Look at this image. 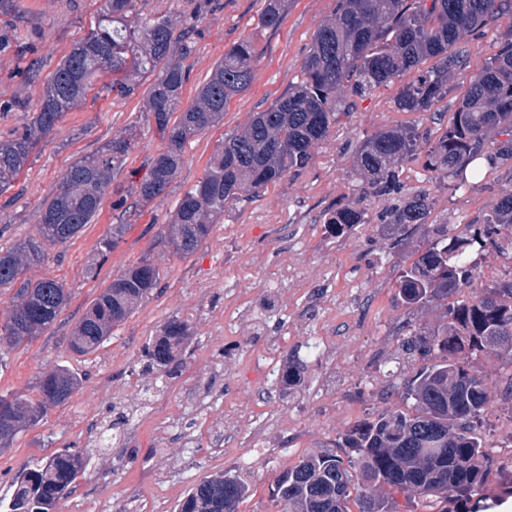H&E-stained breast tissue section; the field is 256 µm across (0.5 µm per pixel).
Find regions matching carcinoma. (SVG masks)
Listing matches in <instances>:
<instances>
[{"label":"carcinoma","instance_id":"cac0c4a2","mask_svg":"<svg viewBox=\"0 0 512 512\" xmlns=\"http://www.w3.org/2000/svg\"><path fill=\"white\" fill-rule=\"evenodd\" d=\"M286 2L263 0L261 26H279ZM137 5L138 0H104L88 33L62 57L42 86L32 118L0 142V192L64 114L86 98L97 77L114 75L112 92L126 98L150 76L146 121L165 148L149 172L131 184L132 201L124 211L128 221L165 191L186 145L223 120L228 102L248 89L257 48L246 39L224 52L195 102L177 112L187 80L185 61L194 51V26L178 31L161 16L146 21ZM509 13L512 0H338L334 16L312 37L301 80L224 138L204 177L181 198L165 232L167 244L181 256L193 253L228 203L305 167L351 99L402 80L396 106L404 112L430 111L468 57L464 36L479 34ZM429 60L433 65L427 67ZM419 141L416 129L404 127L379 131L362 142L355 155L356 169L364 175L361 192L327 223L338 228L363 224V200L384 197L390 206L379 223L427 227V247L402 269L398 281L403 306L445 307L442 321L420 324L402 339V347L427 365L403 391L404 409H386L356 422L334 447L312 450L284 470L270 491L276 512H348L351 502L358 512H398L396 493L404 496L406 512L431 502L440 505L437 512H486L498 494H512L511 474L490 488L494 459L478 426L492 385L471 366L480 356L512 360V281L483 287L469 300L456 298L476 280L468 249L476 244L499 254L502 240L512 234V192L496 201L477 235L448 238V225L426 224L429 195L407 191L400 180L399 169L415 158ZM132 145L131 139H114L72 163L55 195L41 206L38 236L0 251V288H16L15 304L0 324L1 342L10 347L30 342L57 320L69 291L55 278L25 279L24 269L45 260V244H64L92 223ZM482 157L492 168L512 163V27L498 37L495 53L460 100L452 125L427 149L426 166L451 186L462 183L466 165ZM123 231L124 225H113L99 242L98 255L107 257ZM159 279L148 256L112 279L76 324L69 350L82 356L97 351ZM188 337L187 323L168 321L145 347L146 369L167 370ZM302 382L301 368L289 367L280 378L281 394L291 395ZM79 384L69 367L57 366L40 377L38 399L1 395L0 402L10 409L0 417V424L9 427L0 447L68 400ZM83 469L81 455L68 451L24 469L10 499H0V512H54L59 499L76 488ZM250 488L243 472L221 471L191 488L178 512H238Z\"/></svg>","mask_w":512,"mask_h":512}]
</instances>
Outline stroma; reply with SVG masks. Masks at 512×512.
I'll return each instance as SVG.
<instances>
[{"label":"stroma","mask_w":512,"mask_h":512,"mask_svg":"<svg viewBox=\"0 0 512 512\" xmlns=\"http://www.w3.org/2000/svg\"><path fill=\"white\" fill-rule=\"evenodd\" d=\"M143 0L144 14L169 17L176 28L195 26V51L182 103L190 105L225 51L249 38L260 55L253 81L233 97L223 120L187 144L184 161L163 194L133 217L105 261L99 240L118 223L131 171L146 172L164 144L148 125L142 92L119 98L111 76L99 77L86 101L67 112L33 151L12 187L0 193V249L36 236L40 206L51 197L77 158L136 129L125 165L112 178L92 224L69 242L48 247L29 278L51 277L70 292L55 324L13 349L0 369V395L36 397V382L66 365L81 383L64 403L34 427L0 448V496L12 493L24 465L67 449L82 453L77 488L55 512H177L189 490L207 477L243 469L250 496L238 512H274L269 488L311 450L331 444L371 413L401 407L405 382L418 363L398 364L399 343L409 325L433 322L437 307L418 313L402 307L397 289L402 268L421 241L409 226L403 238L386 234L376 217L387 206L366 201L369 223L335 231L329 215L356 196L363 178L354 166L361 142L384 129L416 128L429 147L451 124L459 100L494 51L512 17L496 19L470 36L467 62L447 94L427 113L395 106L398 84L355 100L329 136L312 151L308 165L290 170L258 194L230 205L207 239L188 255L161 241L177 203L200 181L225 137L265 110L302 77L301 65L316 28L336 11L337 0H288L279 27L259 25L263 0ZM14 15L0 16V139L31 118L42 85L73 43L84 37L101 0H15ZM400 179L433 202L429 223L444 224L452 237L467 238L496 200L512 191V167L486 169L460 188L440 183L423 159L403 165ZM160 271L158 287L107 341L85 356L68 347L77 322L112 279L143 256ZM288 284L272 286L282 272ZM188 323L192 337L164 379L142 370L143 347L171 319ZM296 363L304 381L297 394L281 398L276 377ZM475 369L493 385L481 432L492 455L512 422V361L481 357ZM163 381L155 397L145 390ZM126 415L120 441L102 448L96 430ZM178 432L158 440L166 421ZM163 475L155 485L148 473Z\"/></svg>","instance_id":"stroma-1"}]
</instances>
